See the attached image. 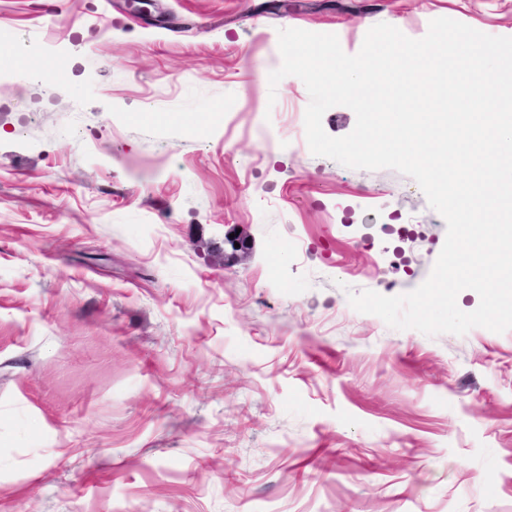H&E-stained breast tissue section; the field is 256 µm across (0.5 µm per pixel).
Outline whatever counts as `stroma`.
Returning <instances> with one entry per match:
<instances>
[{
  "label": "stroma",
  "mask_w": 512,
  "mask_h": 512,
  "mask_svg": "<svg viewBox=\"0 0 512 512\" xmlns=\"http://www.w3.org/2000/svg\"><path fill=\"white\" fill-rule=\"evenodd\" d=\"M130 2L0 0V512H512V329L351 307L446 223L268 82L279 30L512 37V0Z\"/></svg>",
  "instance_id": "obj_1"
}]
</instances>
